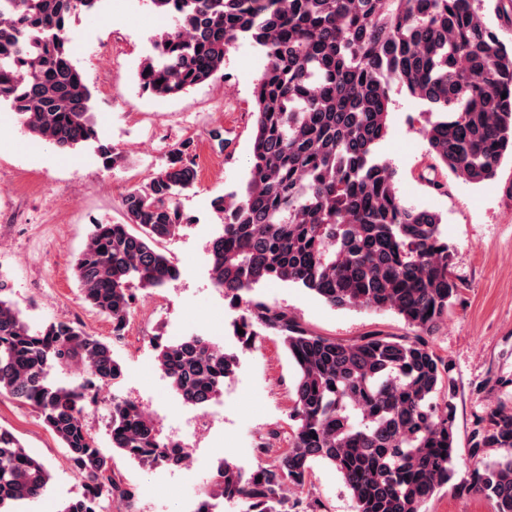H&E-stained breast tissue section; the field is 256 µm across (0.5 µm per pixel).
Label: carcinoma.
<instances>
[{
    "instance_id": "1",
    "label": "carcinoma",
    "mask_w": 512,
    "mask_h": 512,
    "mask_svg": "<svg viewBox=\"0 0 512 512\" xmlns=\"http://www.w3.org/2000/svg\"><path fill=\"white\" fill-rule=\"evenodd\" d=\"M102 0H0V105L40 141L66 152L96 145L105 168L119 154L101 142L93 92L73 62L71 21ZM173 25L137 71L140 88L178 97L224 70L242 41L267 64L254 84L250 170L241 196L212 207L223 230L209 244L214 287L243 307L250 346L259 330L278 336L297 377L287 448L247 472L226 461L207 480L250 512H289L313 464L333 465L356 512H424L454 475L455 381L430 342L458 296L441 218L406 204L395 172L375 157L388 129L393 85L438 114L425 133L439 167L469 184L494 180L512 157V50L474 0H147ZM162 84H157V81ZM197 182L193 142L171 146L166 165L122 197L124 222H96L75 257L88 307L125 336L136 294L179 277L156 244L180 235L178 200ZM263 280L314 292L333 307L391 311L404 336L370 333L341 342L316 335L253 295ZM0 279V396L29 405L65 448L82 498L63 512H126L135 488L112 470L84 424L90 393L122 375L112 341L81 321L33 326L3 296ZM160 370L186 405L215 400L236 357L202 336L156 344ZM82 367L84 380L52 372ZM112 449L141 466L181 467L145 407L112 395ZM488 448L507 454L484 457ZM474 466L456 489L512 512V406L480 416L470 437ZM50 480L45 465L0 429V510L35 503Z\"/></svg>"
}]
</instances>
